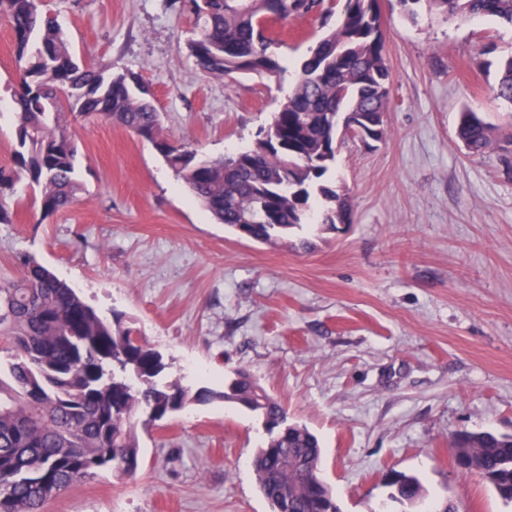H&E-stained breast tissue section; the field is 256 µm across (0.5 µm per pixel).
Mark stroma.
<instances>
[{
  "instance_id": "1",
  "label": "stroma",
  "mask_w": 512,
  "mask_h": 512,
  "mask_svg": "<svg viewBox=\"0 0 512 512\" xmlns=\"http://www.w3.org/2000/svg\"><path fill=\"white\" fill-rule=\"evenodd\" d=\"M87 64L152 87L163 128L219 159L249 147L290 79L206 77L189 57L194 18L174 0H42ZM393 83L381 141L338 144L332 180L352 223L263 244L217 223L151 145L110 125L79 128L78 203L40 219L27 182L0 224V273L33 255L104 316L157 348L167 380L223 389L247 370L321 440L341 512H512L462 475L456 432L512 435V152L467 155L462 108L512 128L490 63L512 30L488 17L410 18L379 0ZM320 23L289 24L275 53L295 65ZM17 89L0 20V166L10 165ZM136 477L101 472L45 512H270L251 466L261 422L219 401L139 429ZM419 478L418 508L390 472Z\"/></svg>"
}]
</instances>
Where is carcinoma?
Segmentation results:
<instances>
[{
  "label": "carcinoma",
  "mask_w": 512,
  "mask_h": 512,
  "mask_svg": "<svg viewBox=\"0 0 512 512\" xmlns=\"http://www.w3.org/2000/svg\"><path fill=\"white\" fill-rule=\"evenodd\" d=\"M410 15L423 4L431 13L461 21L490 16L512 29V0H400ZM194 16L190 56L212 78L251 74L282 79L287 72L268 52L281 42L275 27L262 31L257 17L276 20L336 15L334 26L309 48L269 126L255 144L230 156L206 159L190 142L163 129L150 86L133 74L84 63L62 26L43 14L39 0H0V18L14 36L20 90L15 104L14 166L0 167V224L13 222L8 198L21 179L37 186L44 218L78 199L79 146L68 118L86 125L122 127L147 140L175 175L212 213L234 229L242 210L257 206L270 216L249 225V239L286 242L309 223L308 202H327L321 223L352 222L333 168L336 118L361 114L383 138L391 74L377 0H183ZM494 98L512 105V54L500 59ZM457 139L484 157L501 147L498 129L478 112L460 113ZM16 277L0 276V340L11 358L0 365V512H44L48 501L72 485L109 469L133 477L140 466L138 425H153L191 404L223 401L265 423L266 440L252 467L271 512H340L320 476L321 446L306 426L247 372L191 394L162 382L163 355L135 334L121 314L102 317L81 294L34 257L15 256ZM459 471L488 482L512 503V436L461 432L452 438ZM390 486L409 503L423 495L420 480L392 472Z\"/></svg>",
  "instance_id": "obj_1"
}]
</instances>
